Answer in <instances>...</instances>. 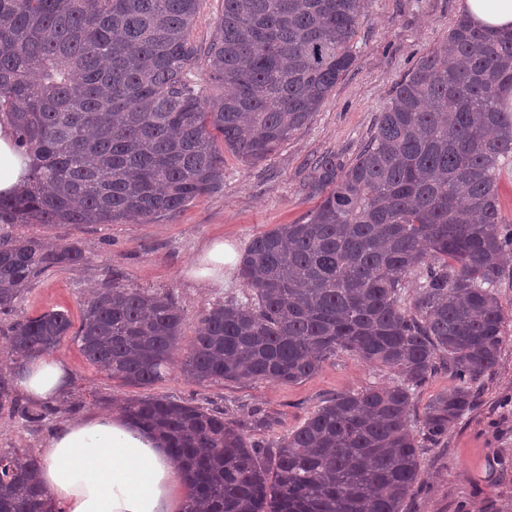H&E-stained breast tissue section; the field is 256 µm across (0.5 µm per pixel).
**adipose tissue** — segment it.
<instances>
[{
  "mask_svg": "<svg viewBox=\"0 0 512 512\" xmlns=\"http://www.w3.org/2000/svg\"><path fill=\"white\" fill-rule=\"evenodd\" d=\"M479 28L512 29V0H462ZM28 159L17 148L8 120H0V194L27 181ZM33 402L59 397L69 385L64 362L52 356L28 360L15 376ZM39 478L57 512H184L188 476L163 440L112 414H91L62 425L40 450Z\"/></svg>",
  "mask_w": 512,
  "mask_h": 512,
  "instance_id": "ef3b65f1",
  "label": "adipose tissue"
}]
</instances>
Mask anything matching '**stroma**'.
Wrapping results in <instances>:
<instances>
[{
  "label": "stroma",
  "instance_id": "stroma-1",
  "mask_svg": "<svg viewBox=\"0 0 512 512\" xmlns=\"http://www.w3.org/2000/svg\"><path fill=\"white\" fill-rule=\"evenodd\" d=\"M460 15V0H366L354 38L355 61L311 122L263 161L252 164L225 153L221 187L175 215L148 224L18 227V234L27 237L78 241L87 261L75 270L41 274L20 299L16 314L60 310L77 324L93 289L115 282L167 291L183 313L180 345L188 347L210 304L240 302L249 293L237 274L220 288L191 279L203 246L221 240L241 252L254 236L303 221L317 204L304 189L308 162L327 152L354 159L396 86L421 56L447 39ZM57 355L68 368L67 393L81 409L59 413L54 425L118 411L129 398L163 395L223 412L228 420L246 425L250 439L263 447L300 427L327 398L398 379L389 369L341 354L314 377L290 385L243 381L201 386L176 364L163 381L134 387L91 365L73 337H66ZM262 416L272 420V427H250L251 419ZM50 435L48 429L0 413V450L36 452ZM404 512H512V337L472 409L449 428L447 437L424 448L421 481L410 491Z\"/></svg>",
  "mask_w": 512,
  "mask_h": 512
}]
</instances>
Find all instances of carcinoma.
Wrapping results in <instances>:
<instances>
[{"label":"carcinoma","mask_w":512,"mask_h":512,"mask_svg":"<svg viewBox=\"0 0 512 512\" xmlns=\"http://www.w3.org/2000/svg\"><path fill=\"white\" fill-rule=\"evenodd\" d=\"M363 0H224L202 49L200 0H0V114L32 163L0 195V314L51 268L87 258L26 224L148 223L218 189L224 150L260 161L307 126L354 60ZM222 89L206 94L198 63ZM512 30L461 17L420 57L356 159L316 157L318 205L251 239L244 303L205 309L183 370L198 384L313 377L339 353L389 368L393 385L343 392L267 448L224 413L165 396L120 405L156 432L189 475L187 512H403L438 442L493 374L509 321L498 285L512 276V224L499 208L512 157ZM224 147H219L218 141ZM420 284L405 292L404 278ZM183 316L171 293L101 288L76 331L86 360L128 386L162 381ZM72 328L48 310L14 320L16 367L54 353ZM446 369L458 385L412 428L413 389ZM45 427L76 404H25L0 373V411ZM39 457L0 451V512H55Z\"/></svg>","instance_id":"cac0c4a2"}]
</instances>
